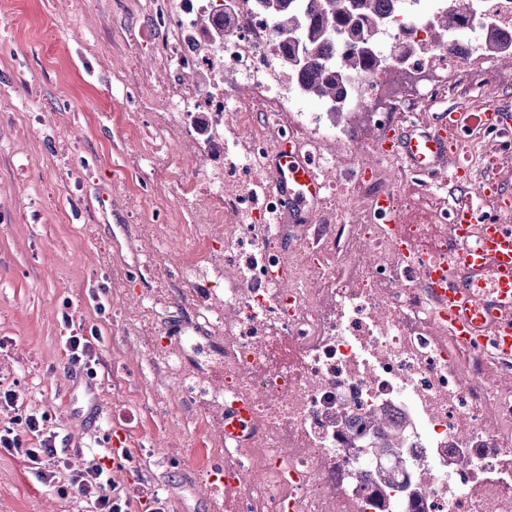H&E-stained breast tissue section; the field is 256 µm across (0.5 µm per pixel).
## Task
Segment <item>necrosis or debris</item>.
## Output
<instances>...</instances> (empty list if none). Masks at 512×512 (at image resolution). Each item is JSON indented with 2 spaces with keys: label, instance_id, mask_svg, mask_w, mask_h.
I'll use <instances>...</instances> for the list:
<instances>
[{
  "label": "necrosis or debris",
  "instance_id": "1",
  "mask_svg": "<svg viewBox=\"0 0 512 512\" xmlns=\"http://www.w3.org/2000/svg\"><path fill=\"white\" fill-rule=\"evenodd\" d=\"M214 0H155L154 22L166 31L169 67L179 75H224L199 94L169 96L171 111L207 116L212 139L226 141L230 162L248 178L246 193L213 194L223 215L258 221L259 237L225 242L235 255L224 304V384L252 392L259 433L251 452L226 456V471L259 470L246 484L247 512H379L387 488L379 460L356 447L339 417L376 409L398 426L401 453L416 512H512V437L490 431L479 410L481 394L448 357V346L425 316V298L401 271L384 266L351 268L334 277L317 271L312 300L277 299L269 275L285 259L270 245L278 232V197L267 193L268 147H243L241 134L225 139L224 126L240 112H263L276 127L303 106L293 93L287 57L255 0H235L220 40L199 25L215 14ZM468 59L424 53L409 64L374 74L358 94L355 112H409L456 81ZM469 453L475 465L459 474L451 453ZM306 474L303 485L285 483L277 461ZM495 483V497L483 484Z\"/></svg>",
  "mask_w": 512,
  "mask_h": 512
}]
</instances>
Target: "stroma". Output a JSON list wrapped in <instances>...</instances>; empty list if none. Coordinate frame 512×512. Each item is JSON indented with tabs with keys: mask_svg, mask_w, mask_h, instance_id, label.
Returning <instances> with one entry per match:
<instances>
[{
	"mask_svg": "<svg viewBox=\"0 0 512 512\" xmlns=\"http://www.w3.org/2000/svg\"><path fill=\"white\" fill-rule=\"evenodd\" d=\"M150 0H0V389L49 415L69 469L81 468L113 428L128 436L130 465L111 472L117 490L148 488L166 512H239L240 497L211 487L224 462V286L233 270L223 217L210 185L244 183L227 171L223 145L180 113L169 89L191 96L206 75L173 77L152 28ZM512 65L480 58L445 93L427 98L390 126L436 122L444 113L488 105L512 114ZM382 129L347 114L320 131L326 182L340 193L307 209L325 227L319 243L278 238L295 288H306L316 253L335 274L375 257L361 238L374 193L392 188L404 223L426 224L439 243L444 213L487 180L512 195V153L494 136L464 135L449 163L465 159L470 180L423 190L416 174L383 156ZM371 165L373 180L356 172ZM357 248L345 253L347 238ZM206 314L200 350L176 354L163 328L176 311ZM95 337V376L69 362L65 341ZM485 421L512 434L494 402L512 399V380L483 358ZM0 512H90L78 494L61 495L20 456L0 451Z\"/></svg>",
	"mask_w": 512,
	"mask_h": 512,
	"instance_id": "stroma-1",
	"label": "stroma"
}]
</instances>
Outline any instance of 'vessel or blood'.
I'll return each mask as SVG.
<instances>
[{
  "label": "vessel or blood",
  "mask_w": 512,
  "mask_h": 512,
  "mask_svg": "<svg viewBox=\"0 0 512 512\" xmlns=\"http://www.w3.org/2000/svg\"><path fill=\"white\" fill-rule=\"evenodd\" d=\"M464 114L440 119L435 125H401L381 144L383 155L397 158L429 185L444 179L466 180L464 167L449 168L451 129L468 125ZM269 192L282 202V220L302 224V209L319 204L326 188L319 167L293 142L280 145L272 154L267 171ZM481 196L497 199L496 216H489L472 201L457 202L449 216L447 247L419 250L408 235L395 206V195L386 189L371 200V210L380 219L382 236L401 256L409 285L430 304L431 318L462 351L493 355L504 371L512 370V197L497 184L480 189ZM196 316L179 314L169 319L165 334L173 349H180L185 336L206 335ZM221 431L224 445L239 448L255 436L252 398L239 392L224 406Z\"/></svg>",
  "instance_id": "vessel-or-blood-1"
}]
</instances>
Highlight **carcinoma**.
<instances>
[{
    "label": "carcinoma",
    "mask_w": 512,
    "mask_h": 512,
    "mask_svg": "<svg viewBox=\"0 0 512 512\" xmlns=\"http://www.w3.org/2000/svg\"><path fill=\"white\" fill-rule=\"evenodd\" d=\"M269 19L275 36L288 48V69L300 95L330 107L338 115L347 108L351 87L386 65L402 66L411 53L421 50L414 40L417 22H398L401 0H256ZM406 35L405 45L393 54H381L371 38L392 24ZM448 12L436 11L424 20L426 42L438 52L448 51L453 36ZM497 40L487 53L512 60V26L496 31ZM363 431L376 434L370 445L374 458L388 459L395 468L406 465L395 448L400 436L384 414L361 419Z\"/></svg>",
    "instance_id": "1"
}]
</instances>
